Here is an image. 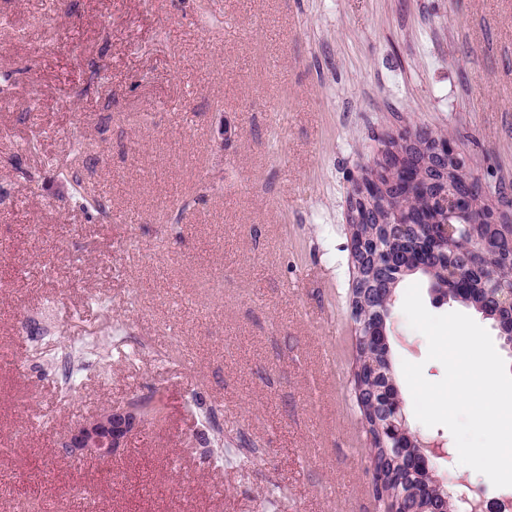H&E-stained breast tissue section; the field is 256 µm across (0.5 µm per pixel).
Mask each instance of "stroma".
<instances>
[{"instance_id": "35a3bbf8", "label": "stroma", "mask_w": 512, "mask_h": 512, "mask_svg": "<svg viewBox=\"0 0 512 512\" xmlns=\"http://www.w3.org/2000/svg\"><path fill=\"white\" fill-rule=\"evenodd\" d=\"M419 128L512 184V0H0V512H86L76 485L97 512H385L349 191ZM91 336L61 401L54 355ZM389 342L443 378L402 309ZM150 395L111 462L63 454Z\"/></svg>"}]
</instances>
